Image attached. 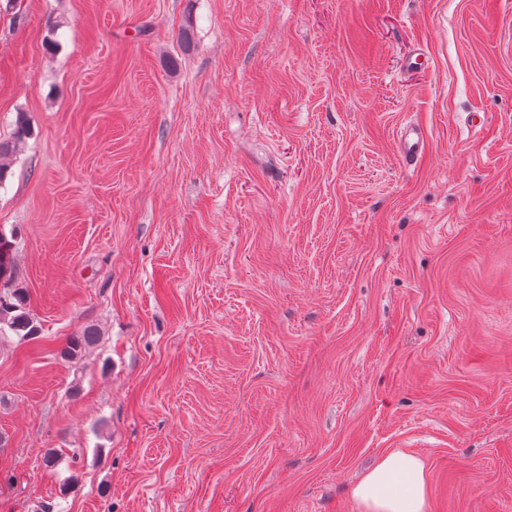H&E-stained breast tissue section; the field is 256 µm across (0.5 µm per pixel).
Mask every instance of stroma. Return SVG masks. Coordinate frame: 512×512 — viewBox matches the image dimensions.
<instances>
[{
	"instance_id": "stroma-1",
	"label": "stroma",
	"mask_w": 512,
	"mask_h": 512,
	"mask_svg": "<svg viewBox=\"0 0 512 512\" xmlns=\"http://www.w3.org/2000/svg\"><path fill=\"white\" fill-rule=\"evenodd\" d=\"M20 112L0 512H512V0H0ZM399 141L402 161L407 165L416 162L422 151V145L416 130L409 126L403 127L400 131ZM11 298L13 301L0 295V332L3 325L21 339L36 338L39 330L29 316L28 311H26L25 296L18 289H15ZM98 333L95 329H86L80 336H72L66 344L60 349L59 355L62 359L72 361L76 359L83 351L96 344ZM354 498L360 512H427L425 462L413 453L382 457L356 485Z\"/></svg>"
}]
</instances>
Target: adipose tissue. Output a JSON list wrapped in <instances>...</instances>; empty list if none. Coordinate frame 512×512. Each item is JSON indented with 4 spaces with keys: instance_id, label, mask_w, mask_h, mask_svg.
I'll use <instances>...</instances> for the list:
<instances>
[{
    "instance_id": "ef3b65f1",
    "label": "adipose tissue",
    "mask_w": 512,
    "mask_h": 512,
    "mask_svg": "<svg viewBox=\"0 0 512 512\" xmlns=\"http://www.w3.org/2000/svg\"><path fill=\"white\" fill-rule=\"evenodd\" d=\"M360 512H427L428 479L423 459L392 453L368 470L354 489Z\"/></svg>"
}]
</instances>
